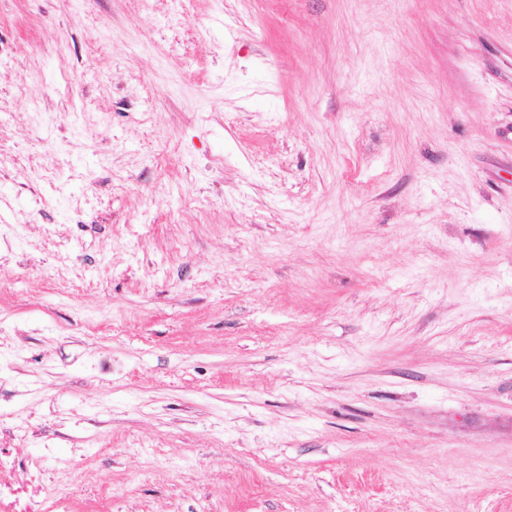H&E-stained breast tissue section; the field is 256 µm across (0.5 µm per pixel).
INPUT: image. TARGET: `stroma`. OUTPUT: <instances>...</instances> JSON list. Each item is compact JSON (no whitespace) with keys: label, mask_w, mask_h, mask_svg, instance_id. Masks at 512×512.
<instances>
[{"label":"stroma","mask_w":512,"mask_h":512,"mask_svg":"<svg viewBox=\"0 0 512 512\" xmlns=\"http://www.w3.org/2000/svg\"><path fill=\"white\" fill-rule=\"evenodd\" d=\"M0 512H512V0H0Z\"/></svg>","instance_id":"obj_1"}]
</instances>
